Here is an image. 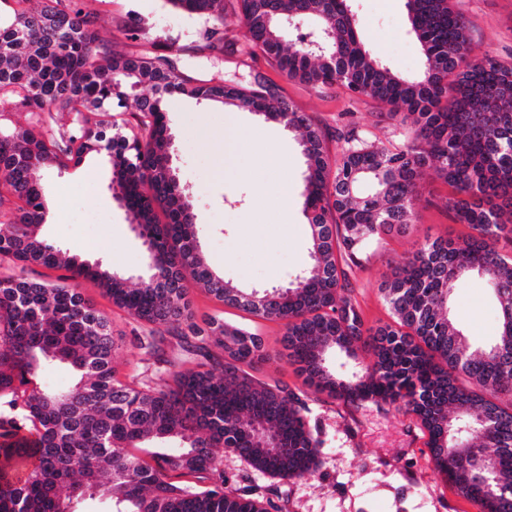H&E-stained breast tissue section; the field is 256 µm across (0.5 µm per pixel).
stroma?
<instances>
[{
  "label": "stroma",
  "instance_id": "35a3bbf8",
  "mask_svg": "<svg viewBox=\"0 0 512 512\" xmlns=\"http://www.w3.org/2000/svg\"><path fill=\"white\" fill-rule=\"evenodd\" d=\"M477 23L478 49H490L512 62V0H451ZM370 52L405 75L422 67L421 48L408 25L404 0H351ZM97 30L113 51L150 55L166 46L179 74L198 79H224L242 85L262 80L277 89L294 109L310 115L324 131L334 132L354 120L369 141L393 140L384 106L355 97L338 86L314 88L289 79L261 54L242 53L245 41L235 16H226L225 42L236 52L216 56L199 39L204 19L191 17L169 0H94ZM137 22L141 32L129 39L126 27ZM170 165L176 180L189 189L196 226V246L210 269L241 288L284 286L300 274L308 260L310 233L303 209L304 163L297 133L263 115L237 107L199 101L180 94L169 101ZM263 127L260 149L287 158V165L261 170L252 152L237 155L232 169L223 163L224 141L238 131ZM48 213L40 234L67 256L138 278L143 273L144 245L126 209L112 197V164L107 153L66 169L43 168ZM420 202L409 233L373 244L363 268L351 276L354 295L367 326L390 319L380 283L390 262L400 260L427 238L462 237L466 225L455 223L443 207L448 187L426 172L420 179ZM106 202L105 224H84L81 213ZM288 207L287 225L275 222L280 205ZM85 298L109 318L125 346L116 360L120 379L141 373L151 357L139 343V323L115 306L90 281L80 284ZM452 317L473 345H485L499 334L496 301L484 281L470 276L451 283ZM189 299L196 320L218 317L245 323L264 345L266 359L258 378L278 381L299 393L312 426L324 445L313 474L288 482L261 473L234 454L224 456L229 490L277 491L282 512H478L471 501L436 468L420 422L395 404H343L304 386L282 347L283 326L276 320L241 317L198 284Z\"/></svg>",
  "mask_w": 512,
  "mask_h": 512
}]
</instances>
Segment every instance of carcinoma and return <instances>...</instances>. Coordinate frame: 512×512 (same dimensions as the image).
Instances as JSON below:
<instances>
[{"label":"carcinoma","instance_id":"obj_1","mask_svg":"<svg viewBox=\"0 0 512 512\" xmlns=\"http://www.w3.org/2000/svg\"><path fill=\"white\" fill-rule=\"evenodd\" d=\"M210 23L205 47L223 51L218 29L233 14L251 48L290 79L337 85L390 107L398 140L377 145L356 125L328 135L266 82L240 86L178 74L170 55L118 54L98 41L88 0H42L0 20V107L35 122L0 135V512H79L107 499L111 512H276L269 497L227 490L224 452L279 481L314 472L322 447L301 396L255 379L260 337L211 318L194 321L188 279L224 304L283 322V347L304 383L346 403L385 401L428 433L437 468L480 512H512V64L473 53L475 22L450 0H405L424 70L406 77L369 51L349 0H170ZM286 18L311 19L322 48L285 41ZM134 124L115 120L128 87ZM172 93L257 110L301 132L308 268L285 287L238 288L196 253L191 196L169 171L165 96ZM75 113L70 122L60 115ZM110 138L112 197L138 226L153 264L139 283L77 263L39 233L47 201L34 172L79 165ZM432 171L452 188L443 205L469 233L425 240L390 267L380 289L391 322L368 327L349 271L374 241L409 230L419 180ZM32 265L61 269L60 282L31 278ZM476 274L496 299L501 332L473 348L449 312V284ZM92 279L147 327L149 372L116 377L123 340L78 291ZM178 339L198 370L173 369L157 336ZM219 349L222 355L214 354ZM345 355V370L329 354ZM371 363H355L358 352ZM64 365L66 389L43 372ZM468 381L470 386L463 385Z\"/></svg>","mask_w":512,"mask_h":512}]
</instances>
